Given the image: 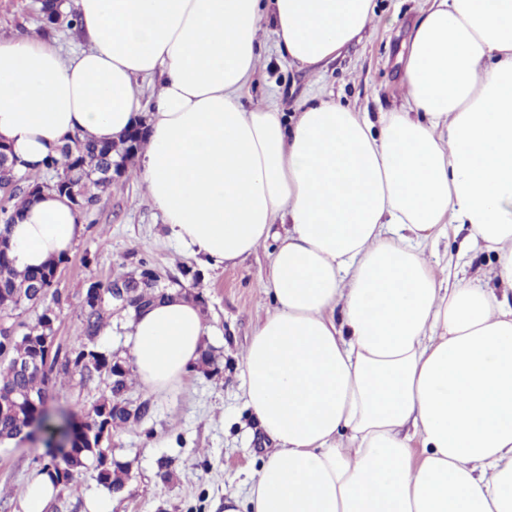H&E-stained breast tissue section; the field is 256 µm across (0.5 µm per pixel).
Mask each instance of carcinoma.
I'll return each instance as SVG.
<instances>
[{"label":"carcinoma","mask_w":512,"mask_h":512,"mask_svg":"<svg viewBox=\"0 0 512 512\" xmlns=\"http://www.w3.org/2000/svg\"><path fill=\"white\" fill-rule=\"evenodd\" d=\"M39 20L45 31L80 28V20L61 0H39ZM143 128L137 127L118 141L101 143L91 138L69 137L62 141L57 154L49 155L43 170L36 175L20 173L7 145L0 144V184L7 193L0 196V223L12 224L24 208L41 191L46 182L52 190L67 198L77 195L84 210H91L98 201V192L126 173L129 164L144 144ZM66 262L61 257L48 265L24 273L18 272L9 254L8 243L0 248V312H15L30 306H42L37 323L23 336L0 347L9 354L24 357L33 363L45 364V338L60 315V303L54 289L56 272ZM138 272L118 273L105 282L89 284L82 302L83 323L78 336L64 352L61 371L77 375L85 382L96 378L107 380L109 395L93 406L91 420L74 430L71 451L56 454L42 463L41 472L61 483L73 480L83 469L97 472V479L108 490L123 489L129 479V467L112 457L111 448L98 445L102 432L134 429L150 418L151 403L145 400L135 414L117 409L133 381L132 368L118 352L102 349L99 336L112 318V286L119 282L137 283ZM169 298L167 288H137L132 293L126 317L138 309ZM198 368L211 374L222 372L219 355L208 346L202 350ZM50 373L22 375L11 360L0 355V437L9 438L21 431L36 410L22 396L49 397Z\"/></svg>","instance_id":"1"}]
</instances>
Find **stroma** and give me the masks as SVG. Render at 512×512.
I'll return each instance as SVG.
<instances>
[{
    "label": "stroma",
    "mask_w": 512,
    "mask_h": 512,
    "mask_svg": "<svg viewBox=\"0 0 512 512\" xmlns=\"http://www.w3.org/2000/svg\"><path fill=\"white\" fill-rule=\"evenodd\" d=\"M375 3V16L361 41L315 70L291 64L277 47L270 23L262 22L261 58L241 104L270 107L286 117L319 98L372 115L400 107L409 38L431 0ZM39 26L37 0H0L1 38L29 35ZM81 223L80 237L57 273V344L69 347L80 332L81 303L90 282L131 271L143 258L165 277L179 276L184 267L201 270L197 290L206 300L207 343L220 354L224 370L213 377L193 370L181 386L163 394H149L141 383H133L129 398L150 400L152 415L136 429L110 438L114 458L130 465L124 493L110 495L88 472L61 485L48 512H88V502L95 499L106 500L110 512H224L225 494H246L267 446L244 404L239 360L255 327L272 309L264 288L270 249L260 247L225 267L205 265L170 238L161 212L131 169L100 193ZM467 236V228L450 226L447 237L429 247L431 259L444 267L449 282H494L492 257L479 247H464ZM106 393L102 381L84 383L60 374L49 405L89 410ZM44 451L38 442L0 447V512H23L26 485L37 474ZM163 459L170 460L172 469L166 481L159 475Z\"/></svg>",
    "instance_id": "stroma-1"
}]
</instances>
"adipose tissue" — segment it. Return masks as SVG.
<instances>
[{
    "instance_id": "1",
    "label": "adipose tissue",
    "mask_w": 512,
    "mask_h": 512,
    "mask_svg": "<svg viewBox=\"0 0 512 512\" xmlns=\"http://www.w3.org/2000/svg\"><path fill=\"white\" fill-rule=\"evenodd\" d=\"M74 2L79 52L0 39V140L21 170L64 137L116 141L143 123L139 178L175 240L215 267L274 246V308L241 356L274 449L224 512H512V296L449 284L426 256L467 226L512 286V0H432L400 109L319 100L290 124L238 100L262 18L310 69L361 40L373 0ZM141 77L157 81L147 117ZM80 231L48 192L6 236L25 270ZM131 326L145 389L196 368L194 303L171 297Z\"/></svg>"
}]
</instances>
